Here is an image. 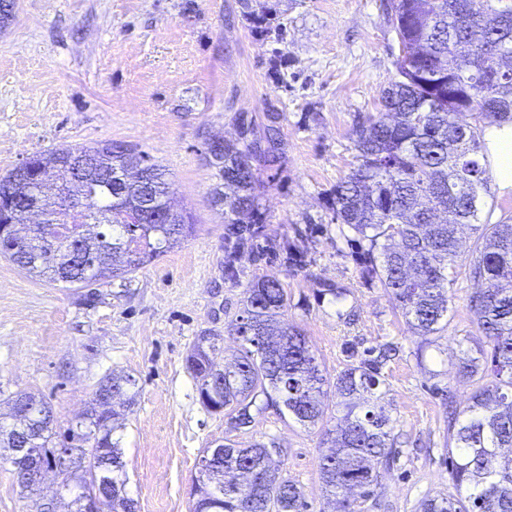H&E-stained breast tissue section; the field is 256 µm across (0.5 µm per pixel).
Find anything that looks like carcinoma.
<instances>
[{
  "instance_id": "cac0c4a2",
  "label": "carcinoma",
  "mask_w": 512,
  "mask_h": 512,
  "mask_svg": "<svg viewBox=\"0 0 512 512\" xmlns=\"http://www.w3.org/2000/svg\"><path fill=\"white\" fill-rule=\"evenodd\" d=\"M389 18L398 39L421 48L418 56L396 59L395 76L380 92L384 111L357 115L352 128L355 165L331 193L340 230L352 233L360 277L378 284L398 303L408 328L433 336L448 325L451 290L468 255V276L483 288L467 308L477 336L461 351L458 374L476 383L466 409L448 416L449 480L455 493L424 499L420 512H512V224L480 222L491 160L487 128L512 125V0H393ZM468 109L474 122L460 119ZM238 139L224 143L221 162L212 163L222 186L214 199L224 203V223L234 242L224 257V278L236 281L238 254L264 236L259 208L260 167L282 158L279 132L256 131L237 118ZM71 147L36 152L20 175L0 177V189L26 208H41L46 219L13 223L15 248L0 254L29 274L53 283L86 284L107 273L119 277L188 239L196 224L189 213H174L170 224L149 220L146 204L167 203L172 183L165 169L136 147L106 142L86 147L87 170L76 178L61 166ZM145 166L150 195L130 186L112 195L111 178ZM38 178L61 184V193L35 201ZM231 193L222 191V188ZM80 195L82 223L67 224L70 200ZM305 245H288V265L306 264ZM288 294L276 280L258 279L243 291V307L228 323L240 341L227 362L223 338L197 337L186 367L206 410L224 413L230 429L252 422L251 409L273 407L304 427L323 421L327 378L305 334L280 320ZM396 348L360 352L347 348L350 364L336 377V397L346 409L340 423L325 431L321 480L339 512H354L357 500L373 495L377 471L394 461L393 420L387 409L381 370ZM139 393L130 374L100 381L83 420L85 429L63 432L53 426L51 407L39 395L20 391L0 399L9 415L27 425L0 426V459L17 448H36L40 464L66 470L56 458L71 435L80 444L85 472L63 478L62 512H79L84 498L103 494L98 512H136L124 496L122 448L115 438L123 413ZM279 449L224 444V455L201 473L192 512H302L304 494L279 471H263L246 487L233 479Z\"/></svg>"
}]
</instances>
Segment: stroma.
Instances as JSON below:
<instances>
[{
    "instance_id": "35a3bbf8",
    "label": "stroma",
    "mask_w": 512,
    "mask_h": 512,
    "mask_svg": "<svg viewBox=\"0 0 512 512\" xmlns=\"http://www.w3.org/2000/svg\"><path fill=\"white\" fill-rule=\"evenodd\" d=\"M388 0H14L0 30V177L36 152L124 142L165 167L171 203L197 233L135 272L77 288L29 275L0 257V393L41 392L60 428L75 426L102 378L133 375L136 402L120 433L126 492L137 512H190L203 448L280 446V467L300 487L306 512H334L320 479L324 431L342 414L335 395L307 428L269 408L230 430L199 402L185 365L195 338L211 331L228 351V322L251 281L279 280L285 319L304 331L328 379L347 343L397 345L383 370L400 457L380 471L359 512H418L451 493L448 411L475 388L457 358L475 326L467 298L478 284L460 275L453 312L435 336H416L392 298L363 283L329 206L355 163L361 113L381 112L380 92L399 54ZM275 120L280 168L262 170L260 208L268 240L309 237L306 266L239 255L224 278L223 206L207 155L211 139H237L238 115ZM345 288L344 299L322 294Z\"/></svg>"
}]
</instances>
